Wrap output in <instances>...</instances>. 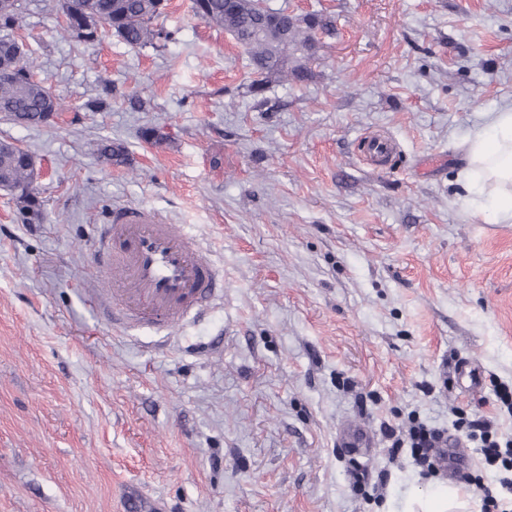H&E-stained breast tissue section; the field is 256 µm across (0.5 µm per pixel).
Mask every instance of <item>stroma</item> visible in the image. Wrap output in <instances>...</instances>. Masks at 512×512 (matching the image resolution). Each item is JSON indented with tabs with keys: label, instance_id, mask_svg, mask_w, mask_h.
Instances as JSON below:
<instances>
[{
	"label": "stroma",
	"instance_id": "obj_1",
	"mask_svg": "<svg viewBox=\"0 0 512 512\" xmlns=\"http://www.w3.org/2000/svg\"><path fill=\"white\" fill-rule=\"evenodd\" d=\"M22 5L15 35L64 112L0 118L43 211L25 223L0 190V512H402L458 480L385 458L382 422L445 430L461 469L479 454L452 407L512 431L490 386L512 385V223L457 178L458 143L512 102V0H267L335 31L262 107L243 48L191 0H168L159 50L78 43L59 0ZM368 133L396 142L389 166L363 160ZM103 139L126 163L98 160ZM119 203L208 246L223 298L166 334L106 323L86 274ZM362 471L382 500L354 489Z\"/></svg>",
	"mask_w": 512,
	"mask_h": 512
}]
</instances>
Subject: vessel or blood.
Instances as JSON below:
<instances>
[{"label": "vessel or blood", "mask_w": 512, "mask_h": 512, "mask_svg": "<svg viewBox=\"0 0 512 512\" xmlns=\"http://www.w3.org/2000/svg\"><path fill=\"white\" fill-rule=\"evenodd\" d=\"M386 136L363 140L367 160L392 157ZM94 295L104 320L125 331L142 324L169 329L222 297L224 282L207 251L156 212L119 204L99 225L93 254Z\"/></svg>", "instance_id": "1"}]
</instances>
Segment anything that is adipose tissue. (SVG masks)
<instances>
[{
  "mask_svg": "<svg viewBox=\"0 0 512 512\" xmlns=\"http://www.w3.org/2000/svg\"><path fill=\"white\" fill-rule=\"evenodd\" d=\"M462 153L469 172L463 190L480 196L482 212L512 222V105L496 112L488 126L475 130Z\"/></svg>",
  "mask_w": 512,
  "mask_h": 512,
  "instance_id": "ef3b65f1",
  "label": "adipose tissue"
}]
</instances>
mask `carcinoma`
Instances as JSON below:
<instances>
[{"mask_svg": "<svg viewBox=\"0 0 512 512\" xmlns=\"http://www.w3.org/2000/svg\"><path fill=\"white\" fill-rule=\"evenodd\" d=\"M62 12L71 15L63 27L67 36L80 41L77 29L88 19L107 25L132 48L153 46L167 38L157 25L162 16V0H62ZM193 14L205 23L231 34L244 48L256 78L250 92L258 96L265 84L277 76L306 79L308 69L302 65L285 68L288 51L311 50L315 32L328 33L329 21L320 16L298 18L285 11L260 12L250 0H192ZM23 11L18 0H0V29L23 27ZM59 99L44 83L34 79L30 57L23 42L13 36L0 37V114L24 126L42 125L46 112L62 113ZM97 158L121 165L125 150L109 141L97 143ZM32 154L8 142L0 143V188L10 192L16 207L28 222L42 219L39 198L32 180Z\"/></svg>", "mask_w": 512, "mask_h": 512, "instance_id": "obj_1", "label": "carcinoma"}]
</instances>
